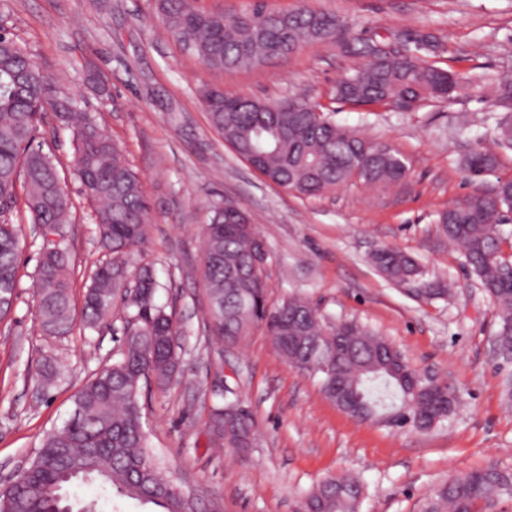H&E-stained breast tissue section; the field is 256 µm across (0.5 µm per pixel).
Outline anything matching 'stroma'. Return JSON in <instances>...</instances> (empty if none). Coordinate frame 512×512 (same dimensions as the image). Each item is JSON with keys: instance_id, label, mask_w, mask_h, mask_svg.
<instances>
[{"instance_id": "obj_1", "label": "stroma", "mask_w": 512, "mask_h": 512, "mask_svg": "<svg viewBox=\"0 0 512 512\" xmlns=\"http://www.w3.org/2000/svg\"><path fill=\"white\" fill-rule=\"evenodd\" d=\"M267 9L301 7L335 14L354 33L421 32L440 43L441 67L467 71L475 86L444 104L413 112L353 108L333 90L354 58L339 44L308 43L285 60L233 72L213 69L165 28L156 0H0V28L12 34L56 90L105 129L137 173L150 201L145 248L120 254L127 280L152 266L165 304L185 340L169 386L141 398L146 444L157 467L223 512H294L318 482L343 474L361 480L359 512H424L430 490L488 464L512 470V403L501 385L512 364L494 348L497 308L464 256L438 224L439 212L512 177V150L499 151L497 176L467 179L461 162L490 141L507 112L496 101L497 75L512 70V0H264ZM217 87L277 102L301 98L339 125L387 142L411 165L406 185L376 191L352 182L316 198L269 182L225 145L201 92ZM34 143L57 162L72 222L62 228L71 299L102 262L96 202L74 172L73 137L44 113ZM17 185L11 211L19 227L16 300L0 320V487L33 456L47 431L74 410L93 373L119 359L126 312L114 303L97 328L74 320L64 334L37 318V265L43 238ZM234 200L266 242L271 301L299 295L331 322L354 320L399 347L417 368L457 396L448 419L426 432L360 421L321 392L316 378L290 367L262 331L232 348L206 328L204 227L210 206ZM393 246L432 280L453 284L445 299L425 300L385 278L374 249ZM57 377L45 380V364ZM235 390L252 414L255 448L247 456L213 453L207 420L216 390Z\"/></svg>"}]
</instances>
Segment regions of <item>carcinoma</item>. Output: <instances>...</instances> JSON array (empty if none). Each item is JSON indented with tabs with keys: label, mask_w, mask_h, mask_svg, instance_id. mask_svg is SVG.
<instances>
[{
	"label": "carcinoma",
	"mask_w": 512,
	"mask_h": 512,
	"mask_svg": "<svg viewBox=\"0 0 512 512\" xmlns=\"http://www.w3.org/2000/svg\"><path fill=\"white\" fill-rule=\"evenodd\" d=\"M167 31L178 41L190 39L189 51L204 64L234 71L285 59L303 44L339 40L362 62L342 74L336 99L358 106H390L405 112L427 102L445 103L472 85L465 73L431 61L437 42L431 35L404 36V53L389 55L376 32L351 36L343 20L308 7L268 12L257 4L232 19L222 12L201 11L192 0H157ZM497 100L512 107V75L498 79ZM211 126L258 172L283 189L303 197L358 180L389 188L406 183L409 160L388 144L364 138L322 115L284 112L279 104L224 93L202 92ZM55 113L71 129L74 163L89 197L100 203L97 222L101 245L112 254L143 243L151 223V206L140 180L121 150L85 112L56 93L51 81L8 34L0 36V320L11 311L17 287L20 241L16 225L6 218L15 201L18 180L26 186L32 224L70 223V202L51 156L27 148L42 114ZM494 144L512 150V122L496 126ZM473 180L498 168V155L475 149L463 160ZM512 209V179H498L492 193H474L439 216L448 239L464 250L473 273L500 310L495 344L501 357H512V275L508 266L489 261L502 251L499 225L485 214ZM243 209L229 200L212 206L205 227L203 281L208 301V330L229 346H241L262 328L290 366L318 378L325 397L344 393L351 416H389L391 426L431 428L448 417V386L440 381L430 396L424 383L386 353L389 342L355 321L329 324L300 296L270 302L266 274L253 261L257 230L243 234L235 223ZM373 263L396 282L422 281L425 271L400 250L382 249ZM139 290L125 293L136 334L124 339L121 358L95 373L75 398L77 418L47 432L26 466L25 479L0 490V512H97L96 503L72 501L64 488L74 482H98L112 495L150 504L158 512H199L195 498L176 494L175 482L163 477L146 448L141 421L142 390L162 385L179 361L181 334L165 305L157 300L152 267L139 271ZM122 268L112 261L90 278L81 312L89 327L112 311ZM38 318L49 333H63L73 322L71 276L67 253L42 252L38 269ZM331 364L332 372L319 368ZM208 427L221 446L241 454L254 446L250 416L237 401L210 408ZM364 494L359 480L339 476L318 483L299 501L298 512H358ZM512 496V474L495 465L456 476L434 489L425 512H492Z\"/></svg>",
	"instance_id": "1"
}]
</instances>
